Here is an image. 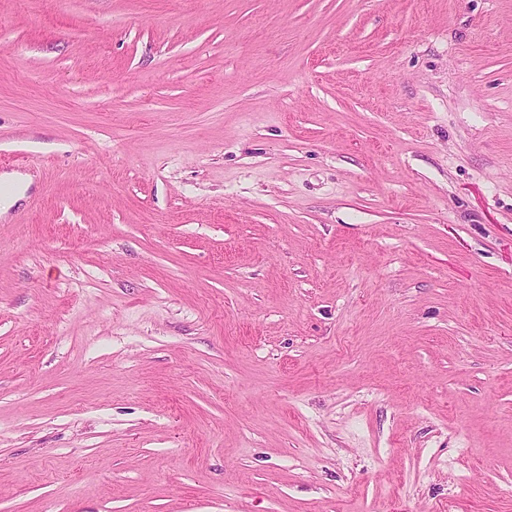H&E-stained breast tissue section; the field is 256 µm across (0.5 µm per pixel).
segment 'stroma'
I'll return each instance as SVG.
<instances>
[{
  "label": "stroma",
  "instance_id": "1",
  "mask_svg": "<svg viewBox=\"0 0 512 512\" xmlns=\"http://www.w3.org/2000/svg\"><path fill=\"white\" fill-rule=\"evenodd\" d=\"M0 512H512V0H0Z\"/></svg>",
  "mask_w": 512,
  "mask_h": 512
}]
</instances>
